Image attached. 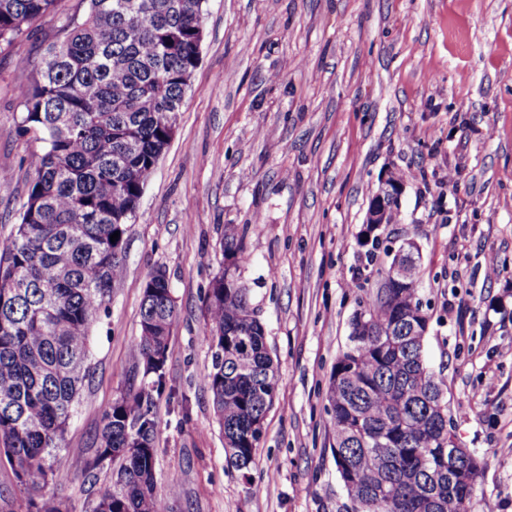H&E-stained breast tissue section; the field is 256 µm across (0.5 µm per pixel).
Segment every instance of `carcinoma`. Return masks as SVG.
Returning <instances> with one entry per match:
<instances>
[{
	"mask_svg": "<svg viewBox=\"0 0 512 512\" xmlns=\"http://www.w3.org/2000/svg\"><path fill=\"white\" fill-rule=\"evenodd\" d=\"M206 0H74L19 61V130L42 143L13 233L0 242V457L30 494L69 474L59 457L90 376V329L125 274L128 226L174 135L199 64ZM57 0H0V52L55 12ZM119 232L118 240L110 235ZM239 229L224 228V267L206 292L204 338L218 347L204 381L228 457L253 462L278 379L265 329L237 275L247 260ZM378 271L362 308L369 327L350 336L328 389L332 455L352 512H470L482 462L448 474L443 382L426 365L428 314L420 260L397 284ZM176 306L166 273L147 279L137 366L150 384L117 397L95 436L96 463H119L97 483L92 512H164L156 484L154 396Z\"/></svg>",
	"mask_w": 512,
	"mask_h": 512,
	"instance_id": "carcinoma-1",
	"label": "carcinoma"
}]
</instances>
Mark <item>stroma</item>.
<instances>
[{
    "label": "stroma",
    "instance_id": "35a3bbf8",
    "mask_svg": "<svg viewBox=\"0 0 512 512\" xmlns=\"http://www.w3.org/2000/svg\"><path fill=\"white\" fill-rule=\"evenodd\" d=\"M58 16L0 54V239L40 144L20 135V58ZM412 168L385 245L418 243L428 366L452 431L483 462L471 512H512V0H208L192 88L126 239V273L92 326V376L40 497L90 512L95 434L139 387L133 344L145 281L175 299L165 390L155 400L166 512H341L328 387L376 282L362 244L369 199ZM244 229L238 275L280 377L248 472L230 467L204 377L205 296L224 227ZM495 256L499 273L487 277ZM176 494H168V487Z\"/></svg>",
    "mask_w": 512,
    "mask_h": 512
}]
</instances>
